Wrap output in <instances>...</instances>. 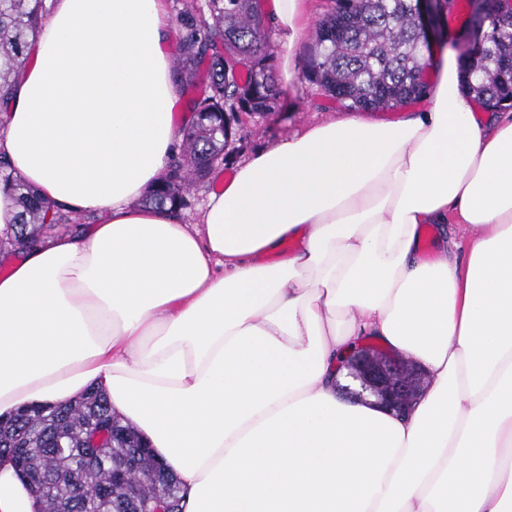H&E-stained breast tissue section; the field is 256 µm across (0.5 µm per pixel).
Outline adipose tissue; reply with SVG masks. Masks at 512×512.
I'll use <instances>...</instances> for the list:
<instances>
[{"instance_id": "obj_1", "label": "adipose tissue", "mask_w": 512, "mask_h": 512, "mask_svg": "<svg viewBox=\"0 0 512 512\" xmlns=\"http://www.w3.org/2000/svg\"><path fill=\"white\" fill-rule=\"evenodd\" d=\"M307 0H268L291 75ZM162 0H55L0 156L100 221L0 258V415L95 388L177 476L184 512H512V118L434 51L430 107L356 113L254 154L199 225L133 206L182 140ZM459 224L438 259L420 230ZM431 385L342 400L364 337ZM0 460V512H40Z\"/></svg>"}]
</instances>
